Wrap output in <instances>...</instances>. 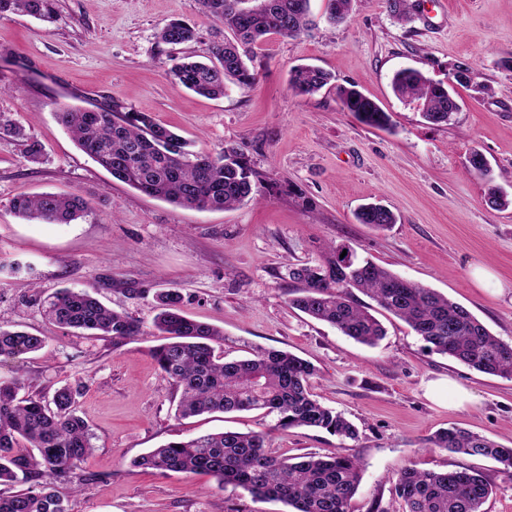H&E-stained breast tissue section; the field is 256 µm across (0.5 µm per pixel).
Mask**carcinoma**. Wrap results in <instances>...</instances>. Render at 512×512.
Returning a JSON list of instances; mask_svg holds the SVG:
<instances>
[{"label": "carcinoma", "mask_w": 512, "mask_h": 512, "mask_svg": "<svg viewBox=\"0 0 512 512\" xmlns=\"http://www.w3.org/2000/svg\"><path fill=\"white\" fill-rule=\"evenodd\" d=\"M351 0H326L331 24L345 20ZM205 16L228 27L233 38L215 43L199 60L176 63L175 83L209 99L224 96L227 82L252 83L257 74L245 58L262 37L276 34L297 38L312 27L310 0H200ZM26 13L43 22L56 18V0H0V18ZM171 47L197 40L196 27L172 20L157 34ZM331 82L323 69L301 65L291 69L289 85L299 95H313ZM394 91L416 101L423 117L439 126L448 122V88L414 68L393 78ZM343 110L363 124L386 128L389 115L356 85L337 89ZM58 123L81 151L141 193L191 210L229 209L258 194L259 174L248 157L233 148L217 157L197 155L149 112H130L118 101L94 109L66 106L56 112ZM0 135L25 140V157L37 163L42 147L25 137L21 126L0 113ZM469 172L492 181L483 154L474 151ZM19 217L42 224H69L91 209L78 193L20 195L10 202ZM361 224L385 230L397 223L395 213L367 204L356 213ZM301 284L289 303L308 316L336 327L343 335L375 346L385 336L381 322L369 308L353 299L358 290L376 305L400 318L427 343L480 373L512 380V344L492 335L469 310L431 288L404 278L369 260H361L346 244H329L313 264L289 271ZM154 327L169 342L153 349L152 357L181 389L178 414L182 418L222 411L265 409L288 427H309L352 441L356 426L342 414L322 405L311 392L315 367L287 351L268 350L252 359L224 360L215 345L224 341L218 327L182 314L184 297L175 288L156 295ZM43 314L58 326L112 339L117 346L142 334L140 323L106 307L88 289L64 288L51 296ZM45 338L0 327V357L38 352ZM24 381L0 382V485L27 483L25 491L0 494V512H65L54 479L73 474L93 451L91 434L76 414L78 387L57 390L52 402L20 395ZM436 448L489 458L512 479V448L450 427L430 438ZM134 466L160 473H207L219 487L240 488L255 500H276L292 512H353L363 463L354 454H303L279 458L268 451L262 432L224 431L188 440L171 441L134 460ZM394 512H484L492 485L471 469L421 470L407 465L392 480Z\"/></svg>", "instance_id": "carcinoma-1"}]
</instances>
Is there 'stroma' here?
Wrapping results in <instances>:
<instances>
[{
	"mask_svg": "<svg viewBox=\"0 0 512 512\" xmlns=\"http://www.w3.org/2000/svg\"><path fill=\"white\" fill-rule=\"evenodd\" d=\"M400 21L384 0H352L347 19L297 38L271 35L254 50L250 85L229 84L209 99L175 86L174 58L202 53L230 35L204 16L199 0H57L46 23L29 15L0 18V112L40 142L32 163L22 140L0 135V326L45 337L38 353L0 357V381L20 377L26 392L53 394L82 385L79 414L92 433L82 484L55 483L67 512H288L219 487L205 473L161 474L133 467L171 441L224 430L266 432L279 457L358 455L363 474L354 512L392 506L390 480L405 465L473 467L494 487L486 512H512V479L493 460L430 443L456 425L512 447V380L481 374L431 352L386 311L387 334L369 347L291 307L290 268L318 260L328 243L435 289L463 305L502 341L512 343V207L491 209L486 182L468 171L473 150L488 159L512 196V0H411ZM194 24L197 42L171 48L158 31L173 20ZM314 65L332 76L311 96L296 94L289 72ZM472 68L471 86L457 71ZM420 70L454 88L458 112L427 123L417 103L398 97L392 77ZM356 84L391 118L389 129L343 111L336 89ZM118 100L217 156L242 151L264 181L261 197L227 210H186L113 179L79 150L58 123L63 106ZM76 192L91 209L69 224H39L10 209L17 195ZM390 208L398 221L378 232L358 223L362 204ZM490 280L478 282L475 268ZM94 288L106 306L144 330L138 341L76 335L47 321L44 301L62 288ZM175 288L193 319L221 328L228 360L266 349L291 352L317 369L312 391L359 431L343 441L313 428H284L262 410L183 419L180 392L150 355L162 344L153 318L157 293ZM451 380L476 397L460 406L427 390Z\"/></svg>",
	"mask_w": 512,
	"mask_h": 512,
	"instance_id": "obj_1",
	"label": "stroma"
}]
</instances>
